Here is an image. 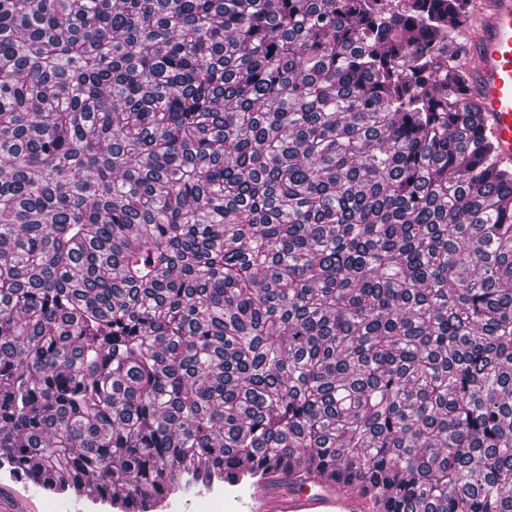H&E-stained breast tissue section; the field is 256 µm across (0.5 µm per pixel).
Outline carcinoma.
<instances>
[{"label":"carcinoma","mask_w":512,"mask_h":512,"mask_svg":"<svg viewBox=\"0 0 512 512\" xmlns=\"http://www.w3.org/2000/svg\"><path fill=\"white\" fill-rule=\"evenodd\" d=\"M471 0H0V472L116 512L281 471L512 512V170Z\"/></svg>","instance_id":"obj_1"}]
</instances>
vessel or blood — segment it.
Returning <instances> with one entry per match:
<instances>
[{
    "mask_svg": "<svg viewBox=\"0 0 512 512\" xmlns=\"http://www.w3.org/2000/svg\"><path fill=\"white\" fill-rule=\"evenodd\" d=\"M468 89L487 116L498 163H512V0H488L471 50ZM243 512H385L375 497L339 480L297 486L283 474L241 490Z\"/></svg>",
    "mask_w": 512,
    "mask_h": 512,
    "instance_id": "vessel-or-blood-1",
    "label": "vessel or blood"
}]
</instances>
